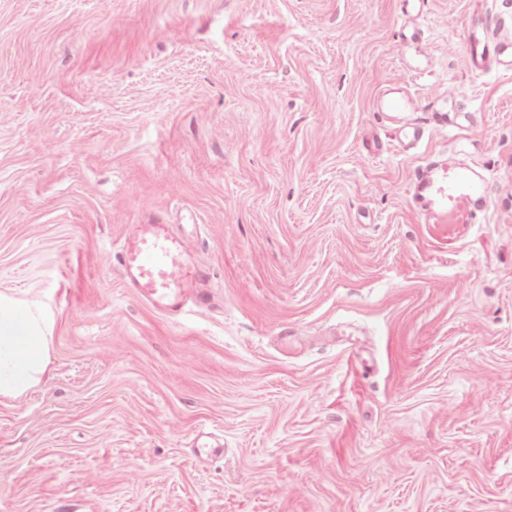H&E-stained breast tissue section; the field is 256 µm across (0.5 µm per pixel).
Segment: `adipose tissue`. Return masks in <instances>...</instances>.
Returning a JSON list of instances; mask_svg holds the SVG:
<instances>
[{"label": "adipose tissue", "instance_id": "obj_1", "mask_svg": "<svg viewBox=\"0 0 512 512\" xmlns=\"http://www.w3.org/2000/svg\"><path fill=\"white\" fill-rule=\"evenodd\" d=\"M53 329L40 304L0 292V397H20L41 385Z\"/></svg>", "mask_w": 512, "mask_h": 512}]
</instances>
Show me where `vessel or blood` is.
Masks as SVG:
<instances>
[{
	"mask_svg": "<svg viewBox=\"0 0 512 512\" xmlns=\"http://www.w3.org/2000/svg\"><path fill=\"white\" fill-rule=\"evenodd\" d=\"M471 49L465 56L468 69L494 56L512 61V36L477 29L471 34ZM412 101L395 84L378 98L375 113L382 118L411 111ZM403 138L418 143L428 121L448 123L447 112L413 113ZM412 208L423 224H474L489 207L487 175L467 164L432 158L411 177ZM193 243L167 224H137L116 254H104L105 264H117L129 288L152 307L170 314L184 312L187 305L207 306L211 294L204 272H189Z\"/></svg>",
	"mask_w": 512,
	"mask_h": 512,
	"instance_id": "1",
	"label": "vessel or blood"
}]
</instances>
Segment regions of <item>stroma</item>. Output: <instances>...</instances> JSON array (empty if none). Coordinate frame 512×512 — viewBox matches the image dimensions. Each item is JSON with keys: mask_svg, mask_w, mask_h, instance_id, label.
Masks as SVG:
<instances>
[{"mask_svg": "<svg viewBox=\"0 0 512 512\" xmlns=\"http://www.w3.org/2000/svg\"><path fill=\"white\" fill-rule=\"evenodd\" d=\"M476 24L512 0H0V291L55 319L0 512H512V68H465ZM396 80L456 127L401 145ZM441 153L482 223L412 211ZM150 221L210 308L102 265Z\"/></svg>", "mask_w": 512, "mask_h": 512, "instance_id": "obj_1", "label": "stroma"}]
</instances>
